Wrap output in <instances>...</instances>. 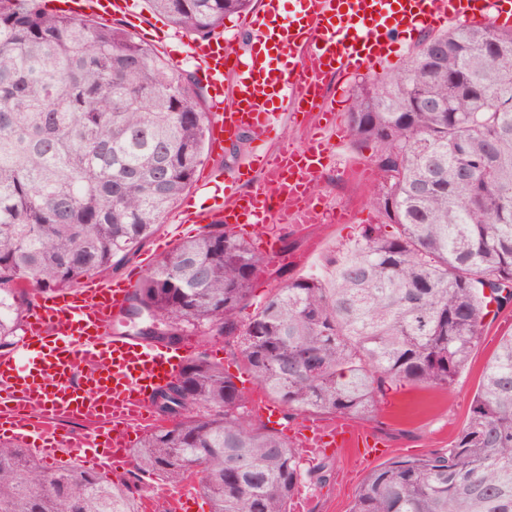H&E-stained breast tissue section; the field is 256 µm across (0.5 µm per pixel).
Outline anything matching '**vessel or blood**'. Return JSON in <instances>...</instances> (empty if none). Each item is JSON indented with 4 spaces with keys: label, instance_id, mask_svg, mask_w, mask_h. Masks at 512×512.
Segmentation results:
<instances>
[{
    "label": "vessel or blood",
    "instance_id": "b4317fda",
    "mask_svg": "<svg viewBox=\"0 0 512 512\" xmlns=\"http://www.w3.org/2000/svg\"><path fill=\"white\" fill-rule=\"evenodd\" d=\"M290 17L282 0H262L241 23L235 45L217 33L190 44L187 55L208 94L211 151L248 137L266 142L282 117L311 123L334 111L327 76L347 77L391 61L396 45L423 28L451 23L483 25L491 0H296ZM79 16L125 15L129 0H64ZM336 160L326 135L304 146L287 144L257 157L242 156L231 173L209 167L205 186H223V205L206 211L181 208L177 224L231 228L310 224L312 188ZM134 280L91 278L74 290L39 297L11 354L0 356V427L28 443L49 464L67 459L109 471L129 460V431L153 421L155 392L180 376L188 352L156 349L113 334ZM78 418L91 427L82 435L58 434L54 424ZM310 448L325 442L360 444L347 429L302 433Z\"/></svg>",
    "mask_w": 512,
    "mask_h": 512
}]
</instances>
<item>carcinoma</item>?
<instances>
[{
	"instance_id": "obj_1",
	"label": "carcinoma",
	"mask_w": 512,
	"mask_h": 512,
	"mask_svg": "<svg viewBox=\"0 0 512 512\" xmlns=\"http://www.w3.org/2000/svg\"><path fill=\"white\" fill-rule=\"evenodd\" d=\"M0 0V348L30 292L103 276L164 222L206 161L208 116L192 73L123 28ZM206 39L253 0H148ZM496 47L499 54L491 53ZM355 141L386 174L375 204L395 228L363 229L329 282L290 281L261 300L264 264L224 225L178 244L127 297L142 326L224 337L288 416L371 418L404 386L448 388L512 284V30L490 22L421 40L350 107ZM252 309L247 314L245 310ZM165 425L137 468L180 483L201 469L210 512H288L308 475L297 440L254 422L256 405L199 353L160 389ZM0 512H132L96 473L43 468L0 442ZM350 512H512V335L487 362L450 448L390 460Z\"/></svg>"
}]
</instances>
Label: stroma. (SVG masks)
Masks as SVG:
<instances>
[{
    "instance_id": "stroma-1",
    "label": "stroma",
    "mask_w": 512,
    "mask_h": 512,
    "mask_svg": "<svg viewBox=\"0 0 512 512\" xmlns=\"http://www.w3.org/2000/svg\"><path fill=\"white\" fill-rule=\"evenodd\" d=\"M134 10L139 16L137 26H130L125 18H118L121 27L131 28L133 34L159 55L171 57L182 67H189L187 57L170 52L164 43L156 41L155 28L168 26L166 17L153 13L146 0H134ZM414 49L413 44L402 46L396 58L384 67L363 71L340 81H329L328 90L336 99V125L348 128L353 93L359 85L372 82L399 67ZM340 168H328L317 179L316 197L335 206H344L364 215L363 221L344 224H291L267 225L264 234H249L250 245H257L259 238H271L282 254L281 260L271 262L253 281L255 295L261 296L281 282L320 277L330 280L335 272L334 261L342 249L360 234L364 224H380L384 218L379 213L373 192L383 174L373 158L374 146L369 142H356L344 137ZM170 226L163 223L153 235L139 245L128 259L111 273L112 279L123 280L141 272L147 257L163 258L176 246L169 236ZM483 335L475 347L469 363L452 387L415 388L405 386L391 392L381 404L375 418L340 420L339 416H296L293 424L311 423L331 427L346 422L357 433L372 434L380 442L377 455L365 456L363 449H326L325 484L305 479L307 496L305 512H348L360 483L372 469L392 458H412L447 448L464 426L472 399L481 381L483 367L492 356L500 337L512 333V308L495 317H486ZM188 338L195 343L196 352L206 353L221 362L229 373L236 376L237 386L243 387L252 398H261L262 392L255 380L245 370L239 356L233 354L223 339L212 338L196 330H189ZM104 480L127 489L133 505H140L142 498H151L155 506L173 512L181 497H188L191 512H210L207 499L198 490L197 478L179 484H167L154 476L137 475L135 463L104 473Z\"/></svg>"
}]
</instances>
